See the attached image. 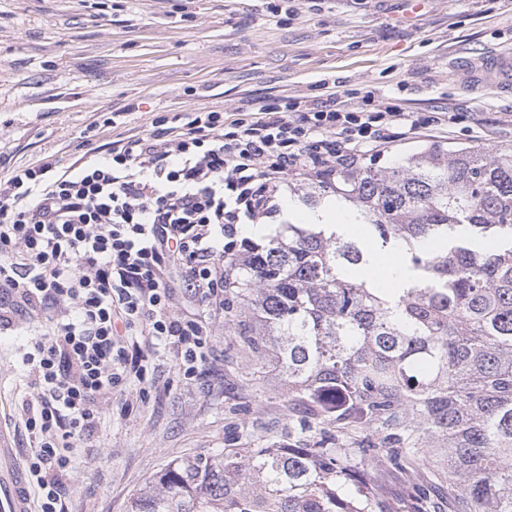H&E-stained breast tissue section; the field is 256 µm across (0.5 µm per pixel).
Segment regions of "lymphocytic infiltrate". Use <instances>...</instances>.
Listing matches in <instances>:
<instances>
[{
	"label": "lymphocytic infiltrate",
	"instance_id": "f902f5d3",
	"mask_svg": "<svg viewBox=\"0 0 512 512\" xmlns=\"http://www.w3.org/2000/svg\"><path fill=\"white\" fill-rule=\"evenodd\" d=\"M424 127L407 112L332 98L250 102L228 116L188 112L158 135L112 141L65 168L41 160L0 182V327L52 312L22 355L34 388L26 470L39 512H63L71 449L117 387L146 383L145 353L172 351L187 376L207 362L212 325L173 311L170 282L223 313L238 228L274 215L287 177L353 168L394 132L414 138Z\"/></svg>",
	"mask_w": 512,
	"mask_h": 512
}]
</instances>
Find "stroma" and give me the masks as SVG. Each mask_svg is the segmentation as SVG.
<instances>
[{"label": "stroma", "mask_w": 512, "mask_h": 512, "mask_svg": "<svg viewBox=\"0 0 512 512\" xmlns=\"http://www.w3.org/2000/svg\"><path fill=\"white\" fill-rule=\"evenodd\" d=\"M512 47V0H0V179L51 156L68 164L117 136L155 134L154 121L194 110L234 112L282 98L416 117L449 116L434 136L396 141L365 167L478 145L512 149V97L466 91L461 64ZM301 181L288 179L274 218L239 236L265 241L303 224ZM209 363L185 377L166 350L145 361L156 386L124 384L90 445L74 449L65 512H129L171 462L279 441L293 417L273 366L213 320ZM29 339L0 332V425L26 459L33 389Z\"/></svg>", "instance_id": "35a3bbf8"}]
</instances>
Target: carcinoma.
<instances>
[{
	"label": "carcinoma",
	"mask_w": 512,
	"mask_h": 512,
	"mask_svg": "<svg viewBox=\"0 0 512 512\" xmlns=\"http://www.w3.org/2000/svg\"><path fill=\"white\" fill-rule=\"evenodd\" d=\"M375 253L340 224H287L245 242L224 330L274 362L288 446L171 463L129 512H512V150H425L394 167L327 173ZM396 248L402 288L361 275Z\"/></svg>",
	"instance_id": "cac0c4a2"
}]
</instances>
